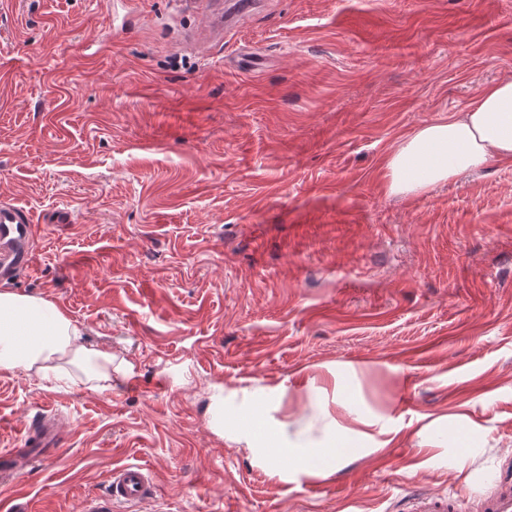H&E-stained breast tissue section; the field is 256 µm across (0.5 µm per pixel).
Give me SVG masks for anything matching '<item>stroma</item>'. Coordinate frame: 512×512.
Returning a JSON list of instances; mask_svg holds the SVG:
<instances>
[{
	"label": "stroma",
	"instance_id": "stroma-1",
	"mask_svg": "<svg viewBox=\"0 0 512 512\" xmlns=\"http://www.w3.org/2000/svg\"><path fill=\"white\" fill-rule=\"evenodd\" d=\"M205 10L0 0V201L38 226L7 287L125 362L97 391L0 372V455L65 427L0 512H81L127 463L135 512L466 510L512 461V162L409 196L384 164L512 79V0H260L218 37ZM345 401L393 440L324 480L228 437L274 405L319 437ZM411 507L408 512H455L454 501L441 499L431 493L421 492L416 494L410 501Z\"/></svg>",
	"mask_w": 512,
	"mask_h": 512
}]
</instances>
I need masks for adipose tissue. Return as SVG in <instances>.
I'll list each match as a JSON object with an SVG mask.
<instances>
[{
  "label": "adipose tissue",
  "mask_w": 512,
  "mask_h": 512,
  "mask_svg": "<svg viewBox=\"0 0 512 512\" xmlns=\"http://www.w3.org/2000/svg\"><path fill=\"white\" fill-rule=\"evenodd\" d=\"M493 160L512 161V80L493 82L460 112L425 124L401 138L386 159L387 191L416 195ZM110 351L89 349L80 332L55 302L0 290V372L24 371L38 380H73L82 374L94 389L112 385ZM359 428L329 422L322 438L308 426L271 413L260 416L265 437L243 430L232 441L249 448L258 461L277 449L279 479L324 478L332 474L343 450L369 454L385 447L386 425L359 416Z\"/></svg>",
  "instance_id": "adipose-tissue-1"
}]
</instances>
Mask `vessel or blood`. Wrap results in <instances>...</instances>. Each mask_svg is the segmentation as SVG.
<instances>
[{
  "mask_svg": "<svg viewBox=\"0 0 512 512\" xmlns=\"http://www.w3.org/2000/svg\"><path fill=\"white\" fill-rule=\"evenodd\" d=\"M250 12L247 0H229L226 9L211 13L210 26L224 30L236 26ZM37 226L31 212L12 202L0 203V281L9 280L16 272L31 268L35 262L33 241ZM62 438L54 416L41 415L27 430V445L15 449L8 458L9 473L27 466L31 447H56ZM153 497L150 472L142 466L129 464L112 471L106 494L86 498L83 512H112L116 503L138 505ZM456 504L433 494L421 492L410 501L408 512H455ZM472 512H512V476H503L493 492L480 497Z\"/></svg>",
  "mask_w": 512,
  "mask_h": 512,
  "instance_id": "obj_1",
  "label": "vessel or blood"
}]
</instances>
